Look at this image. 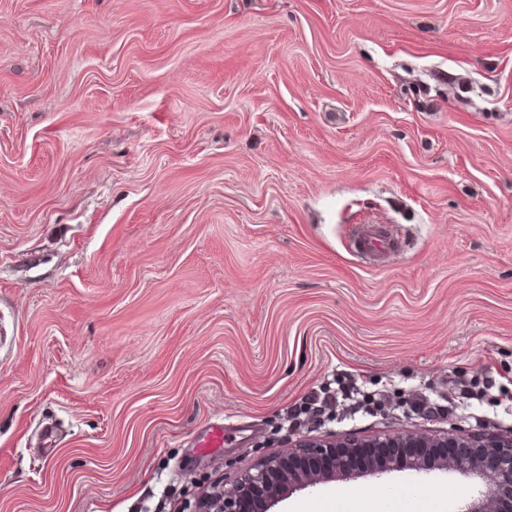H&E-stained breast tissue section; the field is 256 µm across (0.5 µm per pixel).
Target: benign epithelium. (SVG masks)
<instances>
[{"label":"benign epithelium","instance_id":"benign-epithelium-1","mask_svg":"<svg viewBox=\"0 0 512 512\" xmlns=\"http://www.w3.org/2000/svg\"><path fill=\"white\" fill-rule=\"evenodd\" d=\"M434 470L482 486L461 512H512V434L494 430L433 435L384 433L369 439L302 435L244 470L230 486H212L191 512H270L296 490L367 473Z\"/></svg>","mask_w":512,"mask_h":512}]
</instances>
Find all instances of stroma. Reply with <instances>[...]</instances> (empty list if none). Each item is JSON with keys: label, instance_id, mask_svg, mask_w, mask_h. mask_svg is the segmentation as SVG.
<instances>
[{"label": "stroma", "instance_id": "obj_1", "mask_svg": "<svg viewBox=\"0 0 512 512\" xmlns=\"http://www.w3.org/2000/svg\"><path fill=\"white\" fill-rule=\"evenodd\" d=\"M348 376L378 405L304 412ZM511 379L512 0H0V512H183L306 433H507ZM358 246L361 252L370 255H382L392 249L391 239L377 224H363L359 227Z\"/></svg>", "mask_w": 512, "mask_h": 512}]
</instances>
